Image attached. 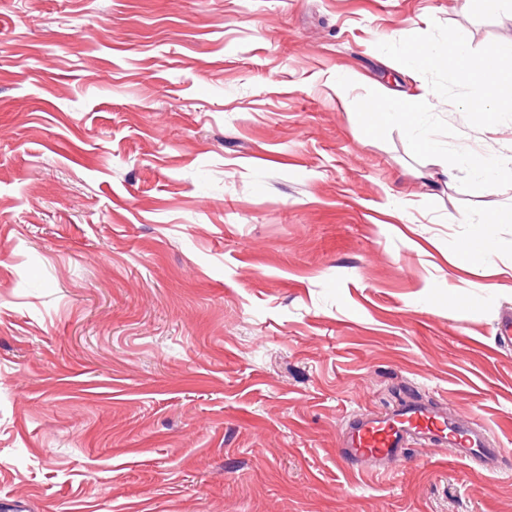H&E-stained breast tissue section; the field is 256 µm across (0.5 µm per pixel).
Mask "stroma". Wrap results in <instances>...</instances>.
Masks as SVG:
<instances>
[{
  "label": "stroma",
  "instance_id": "stroma-1",
  "mask_svg": "<svg viewBox=\"0 0 512 512\" xmlns=\"http://www.w3.org/2000/svg\"><path fill=\"white\" fill-rule=\"evenodd\" d=\"M457 31L512 0H0V512H512V179L461 162L512 111L402 57ZM383 86L435 109L367 130ZM411 394L500 472L340 459ZM462 157L474 172L476 182L483 188H491L501 175L510 174L512 177V156L504 158L494 172L487 170L484 163L478 162L471 155L463 154Z\"/></svg>",
  "mask_w": 512,
  "mask_h": 512
}]
</instances>
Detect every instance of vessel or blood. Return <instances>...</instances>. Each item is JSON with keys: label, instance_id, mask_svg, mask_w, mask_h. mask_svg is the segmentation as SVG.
<instances>
[{"label": "vessel or blood", "instance_id": "1", "mask_svg": "<svg viewBox=\"0 0 512 512\" xmlns=\"http://www.w3.org/2000/svg\"><path fill=\"white\" fill-rule=\"evenodd\" d=\"M412 446L451 448L461 460L490 473L495 472L501 454L486 430L466 426L411 399L398 409L351 420L339 455L362 471L378 473L399 461Z\"/></svg>", "mask_w": 512, "mask_h": 512}]
</instances>
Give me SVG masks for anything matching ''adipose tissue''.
Returning a JSON list of instances; mask_svg holds the SVG:
<instances>
[{
  "label": "adipose tissue",
  "instance_id": "1",
  "mask_svg": "<svg viewBox=\"0 0 512 512\" xmlns=\"http://www.w3.org/2000/svg\"><path fill=\"white\" fill-rule=\"evenodd\" d=\"M402 54L408 64L416 68L444 67L461 83L474 84L479 88L477 97L465 104V109L480 122L496 117L502 109L504 98H512V47L490 48L481 63H474L461 34L449 36L443 48L407 45ZM426 97L404 95L382 97L368 101L363 106L368 127L378 128L395 121L414 127L419 113L430 111Z\"/></svg>",
  "mask_w": 512,
  "mask_h": 512
}]
</instances>
